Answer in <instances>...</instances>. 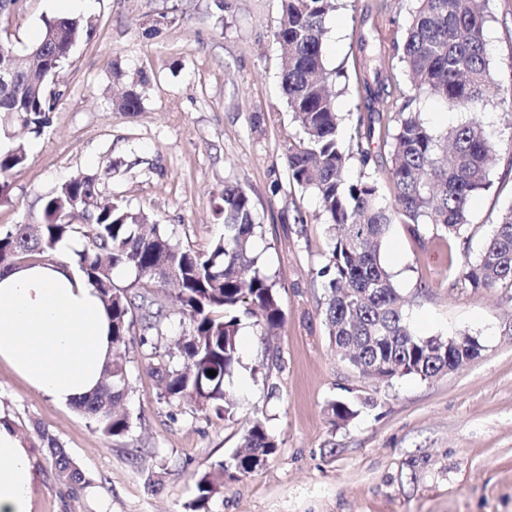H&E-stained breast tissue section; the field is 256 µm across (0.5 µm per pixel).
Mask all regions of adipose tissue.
Instances as JSON below:
<instances>
[{
  "label": "adipose tissue",
  "instance_id": "ef3b65f1",
  "mask_svg": "<svg viewBox=\"0 0 512 512\" xmlns=\"http://www.w3.org/2000/svg\"><path fill=\"white\" fill-rule=\"evenodd\" d=\"M111 323L97 290L64 259L17 265L0 276V363L36 392L71 406L101 381ZM30 452L0 414V512H32Z\"/></svg>",
  "mask_w": 512,
  "mask_h": 512
}]
</instances>
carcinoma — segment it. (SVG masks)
I'll return each instance as SVG.
<instances>
[{"label":"carcinoma","mask_w":512,"mask_h":512,"mask_svg":"<svg viewBox=\"0 0 512 512\" xmlns=\"http://www.w3.org/2000/svg\"><path fill=\"white\" fill-rule=\"evenodd\" d=\"M330 0H281V16L274 31L281 58V87L299 127L289 142V178L312 191L330 233V258L319 275L328 294L324 320L337 353L361 366L389 367L386 376L414 375L432 379L448 365L474 359L479 343L467 337L448 340L418 336L403 314L401 297L381 263L379 248L392 224H402L418 238L431 224L450 238L462 239L469 226V203L488 185L496 149L482 124L472 118L449 130L430 129L413 108L428 92L452 110L475 112L498 94L486 53L488 17L475 0H412L405 39L394 45L395 55L410 79L408 91H389L385 66L372 69L373 83H365L368 118L359 121L355 149H344L339 118L328 83L332 73L324 64L323 43ZM88 35L76 18L43 21L39 40L44 55L18 61L16 82L0 89V113L11 112L29 132L39 135L50 122L54 107L48 83L62 61ZM136 88L115 101L123 112L140 110ZM385 121L375 134L374 121ZM389 147L386 179L395 205L380 203V186L366 172L374 137ZM24 145L0 147V178L22 165ZM360 165L353 175L351 159ZM99 183L74 176L62 183L44 203V222L14 224L0 230V272L50 257L69 238L83 241L73 262L82 277L96 288L112 321V361L97 390L81 398L76 408L95 430L114 439L131 435L130 414L119 410L130 391L128 361L118 351L138 342L146 352L150 372L158 379L165 402L194 401L210 416L230 419L234 395L230 379L239 365L241 316L255 317L262 336L281 327L284 313L276 283L265 274L254 241L260 227L251 198L240 185L224 184L218 207L224 234L206 251L179 246L159 224L119 201H97ZM181 281L166 295L136 296L118 286L113 270L126 268L139 281L164 283L168 266ZM454 273L475 291L500 283L512 284V207L504 211L480 255L463 254ZM180 315L189 329L168 340V313ZM216 372L215 376L208 371ZM338 422L357 414L352 405H329ZM58 481L87 488L90 480L54 437L42 435ZM277 438L264 423H245L239 449L214 469L200 475L196 497L187 512L200 509L221 493L224 480L253 471L252 460L269 457Z\"/></svg>","instance_id":"carcinoma-1"}]
</instances>
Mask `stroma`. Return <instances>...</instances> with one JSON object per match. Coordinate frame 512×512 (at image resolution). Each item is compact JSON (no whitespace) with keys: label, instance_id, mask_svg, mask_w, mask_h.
<instances>
[{"label":"stroma","instance_id":"35a3bbf8","mask_svg":"<svg viewBox=\"0 0 512 512\" xmlns=\"http://www.w3.org/2000/svg\"><path fill=\"white\" fill-rule=\"evenodd\" d=\"M490 70L512 93V0H484ZM407 0H339L326 20L325 67L343 70L335 98L340 136L353 144L366 116L370 71L357 42L368 37L395 88L409 79L393 45L409 23ZM79 17L90 35L50 85L58 102L40 136L0 114V145L24 140L28 158L0 191V229L39 224L43 201L81 174L103 197L123 200L165 227L184 248L204 251L224 232L216 210L225 183L250 195L262 225L256 249L275 281L284 323L256 335L243 317L239 406L232 419L189 402L166 403L143 351L128 353L134 419L113 441L75 407L34 392L0 363V412L11 417L35 466L32 512H185L195 477L231 455L246 421L261 418L278 438L256 471L225 481L203 512H512V286L475 291L450 270L477 258L512 207V116L488 104L480 118L497 146L490 186L470 208L466 240L420 237L390 225L381 261L405 300L417 335H468L479 355L448 374L377 381L336 354L318 271L329 259L316 197L289 179L287 148L297 132L281 89L273 32L280 0H22L0 15V48L26 53L47 17ZM137 83L141 108L113 99ZM358 414L334 422L328 406ZM55 436L91 481L61 484L41 443Z\"/></svg>","mask_w":512,"mask_h":512}]
</instances>
